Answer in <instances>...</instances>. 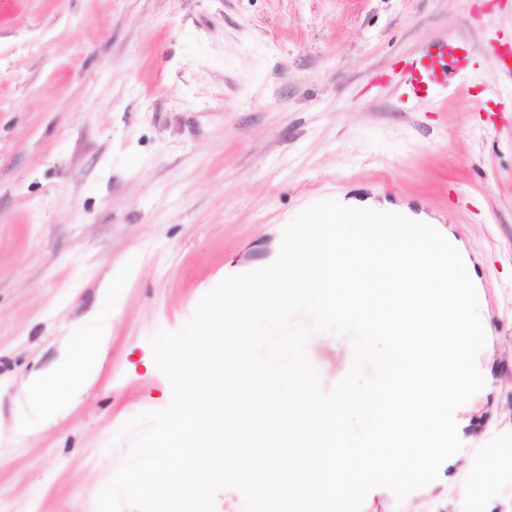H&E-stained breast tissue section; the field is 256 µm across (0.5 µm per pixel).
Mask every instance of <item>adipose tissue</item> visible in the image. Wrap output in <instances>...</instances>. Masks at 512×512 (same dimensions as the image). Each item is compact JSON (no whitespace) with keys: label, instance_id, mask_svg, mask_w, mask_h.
<instances>
[{"label":"adipose tissue","instance_id":"obj_1","mask_svg":"<svg viewBox=\"0 0 512 512\" xmlns=\"http://www.w3.org/2000/svg\"><path fill=\"white\" fill-rule=\"evenodd\" d=\"M111 334L110 322L96 319L93 333L70 336L55 363L27 378L18 396L16 434L38 432L54 418L59 403L78 399L91 387Z\"/></svg>","mask_w":512,"mask_h":512}]
</instances>
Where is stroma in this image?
Returning <instances> with one entry per match:
<instances>
[{
    "instance_id": "35a3bbf8",
    "label": "stroma",
    "mask_w": 512,
    "mask_h": 512,
    "mask_svg": "<svg viewBox=\"0 0 512 512\" xmlns=\"http://www.w3.org/2000/svg\"><path fill=\"white\" fill-rule=\"evenodd\" d=\"M509 41L512 0H0V512H96L123 424L171 402L151 338L342 195L440 218L468 254L493 338L458 433H512V80L491 51ZM448 50L465 81L408 102L406 68ZM91 312L112 323L95 385L15 435L20 383ZM305 351L326 392L354 361L348 335ZM472 464L361 512H463Z\"/></svg>"
}]
</instances>
